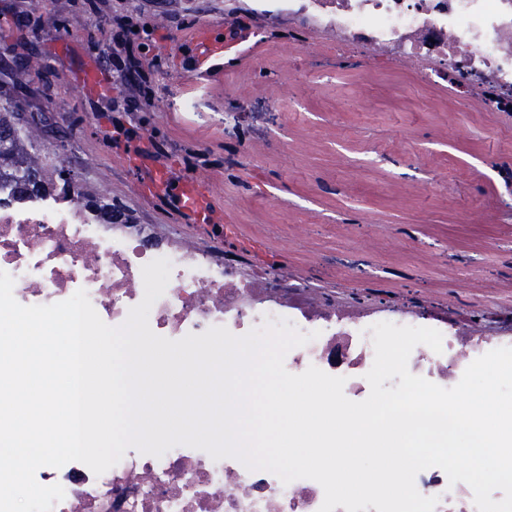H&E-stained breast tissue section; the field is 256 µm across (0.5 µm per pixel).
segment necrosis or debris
<instances>
[{
  "mask_svg": "<svg viewBox=\"0 0 512 512\" xmlns=\"http://www.w3.org/2000/svg\"><path fill=\"white\" fill-rule=\"evenodd\" d=\"M283 23L289 44L315 32L337 59L368 54L379 69L417 74L423 88L440 90L448 109L512 112V0H270L255 35ZM158 258L170 261L171 275L149 312L156 335L178 340L223 326L242 336L266 321L288 320L309 340L287 353L286 370L299 374L313 365L344 377L353 401L370 393L373 324L438 330L442 353L416 346L408 368L444 388L476 358L512 346L510 309L476 316L340 295L285 268L250 269L240 258L159 236L151 224L101 223L76 193L60 188L16 196L0 175V270L13 277L20 304H54L82 289L99 317L117 327L143 299V266ZM36 478L63 487L53 512H319L324 499L313 480L286 484L185 445L160 457L128 449L100 475L71 462L40 468ZM416 487L437 497L435 512H477L471 488L450 484L440 468L420 472Z\"/></svg>",
  "mask_w": 512,
  "mask_h": 512,
  "instance_id": "4bbe7bcc",
  "label": "necrosis or debris"
}]
</instances>
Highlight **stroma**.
Here are the masks:
<instances>
[{
    "mask_svg": "<svg viewBox=\"0 0 512 512\" xmlns=\"http://www.w3.org/2000/svg\"><path fill=\"white\" fill-rule=\"evenodd\" d=\"M223 19L224 0H0V95L42 114L38 150L79 155L85 187L105 183L164 235L383 303L512 309V218L500 211L512 203V117L432 111L413 75L366 86L372 59L339 64L271 32L200 83L173 47ZM116 34L139 61L129 105L72 78L85 59L111 67ZM30 50L43 68L13 88L8 63ZM134 151L171 188L192 168L234 236L185 223L171 188L143 195L124 164Z\"/></svg>",
    "mask_w": 512,
    "mask_h": 512,
    "instance_id": "obj_1",
    "label": "stroma"
}]
</instances>
